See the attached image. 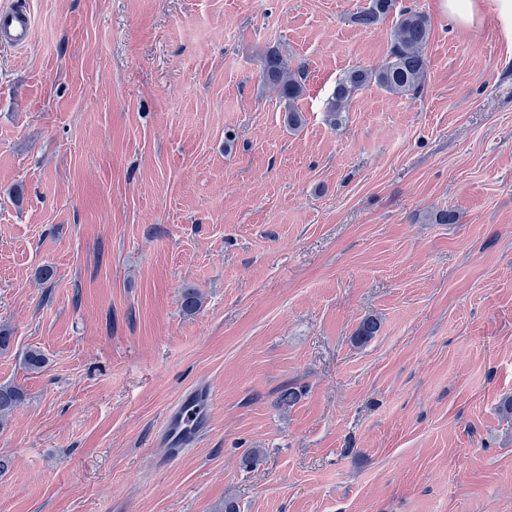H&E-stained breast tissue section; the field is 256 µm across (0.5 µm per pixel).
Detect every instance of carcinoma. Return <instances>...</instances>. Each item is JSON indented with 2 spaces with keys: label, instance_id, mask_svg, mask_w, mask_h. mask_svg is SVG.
<instances>
[{
  "label": "carcinoma",
  "instance_id": "cac0c4a2",
  "mask_svg": "<svg viewBox=\"0 0 512 512\" xmlns=\"http://www.w3.org/2000/svg\"><path fill=\"white\" fill-rule=\"evenodd\" d=\"M397 0H370L369 7L354 17V22L365 27L376 23L381 16L393 11ZM431 37V22L427 14L415 8L404 7L390 36L386 62L372 69L356 66L346 71L336 81V86L326 103L329 120L336 124L341 114L362 88L375 84L384 91L400 96H415L425 84L427 59L425 50ZM262 79L278 89L279 97L286 109L288 127L297 128L303 116L296 106L304 93L305 71L292 68L288 60L277 50L269 51L262 59ZM379 329L374 317L365 318L359 325L355 340L359 344L369 341ZM47 360L39 349H30L23 355V364L31 371H39ZM25 391L12 383H0V427L25 400Z\"/></svg>",
  "mask_w": 512,
  "mask_h": 512
}]
</instances>
